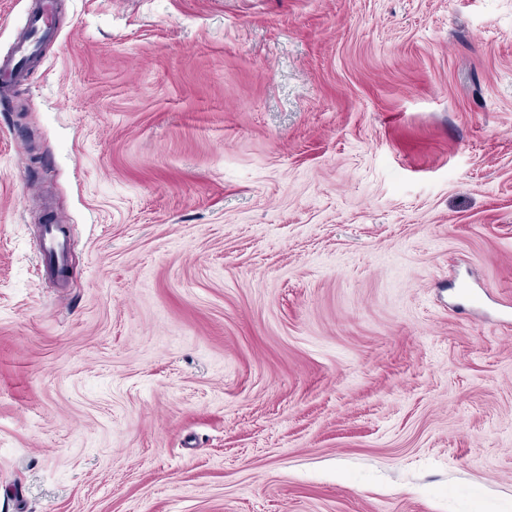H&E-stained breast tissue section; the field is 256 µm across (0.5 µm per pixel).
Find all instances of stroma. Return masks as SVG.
I'll return each mask as SVG.
<instances>
[{"instance_id":"obj_1","label":"stroma","mask_w":512,"mask_h":512,"mask_svg":"<svg viewBox=\"0 0 512 512\" xmlns=\"http://www.w3.org/2000/svg\"><path fill=\"white\" fill-rule=\"evenodd\" d=\"M53 5L0 99V512H512V0ZM40 250L45 261L58 268L63 266L64 239L63 235L57 231L56 224H50L46 228L43 240L40 242Z\"/></svg>"}]
</instances>
